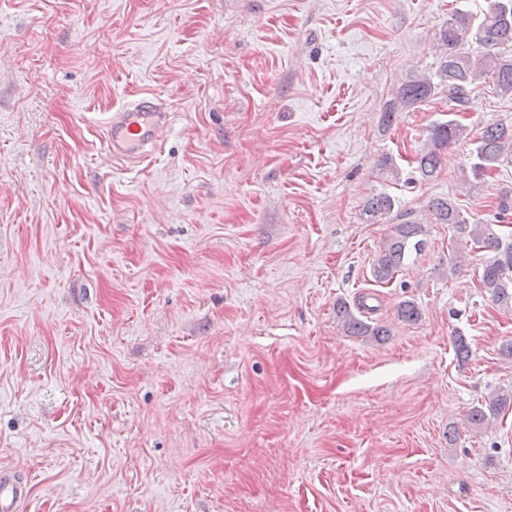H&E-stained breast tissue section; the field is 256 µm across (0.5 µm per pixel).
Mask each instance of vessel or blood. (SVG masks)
Here are the masks:
<instances>
[{"label": "vessel or blood", "instance_id": "vessel-or-blood-1", "mask_svg": "<svg viewBox=\"0 0 512 512\" xmlns=\"http://www.w3.org/2000/svg\"><path fill=\"white\" fill-rule=\"evenodd\" d=\"M166 102L154 95L132 97L119 111L112 113L105 128L106 149L113 160L137 166L158 148L170 123ZM26 490L14 476L0 473V512H13Z\"/></svg>", "mask_w": 512, "mask_h": 512}]
</instances>
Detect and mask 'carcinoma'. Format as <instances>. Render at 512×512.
<instances>
[{
  "label": "carcinoma",
  "instance_id": "carcinoma-1",
  "mask_svg": "<svg viewBox=\"0 0 512 512\" xmlns=\"http://www.w3.org/2000/svg\"><path fill=\"white\" fill-rule=\"evenodd\" d=\"M441 58L436 73L416 71L401 83L389 100L385 117L414 108L445 94L452 110L448 120L429 128L428 139L415 156L419 179L430 181L442 170L443 153L459 143L471 145V177L465 178L470 190L481 187L485 177L505 165H512V122L497 121L479 128L473 136L468 126L455 118L466 111L474 88L491 78L497 93L512 97V0H488L487 8L479 13L458 10L439 30ZM398 201L387 193L371 196L363 209L371 224H390L392 230L380 254L372 265L377 282L390 280L400 271L408 255L424 246L423 229L396 209ZM428 207L439 224H450L457 237L491 253L481 264L479 283L491 300L502 307L512 308V199L504 196L498 204L499 223L483 224L471 221L450 198H434ZM397 316L405 322H415L420 309L411 300H404ZM336 317L350 336H384L387 328L377 322L357 317L344 303L336 304ZM512 394L501 393L469 413L471 424L480 426L497 415Z\"/></svg>",
  "mask_w": 512,
  "mask_h": 512
}]
</instances>
